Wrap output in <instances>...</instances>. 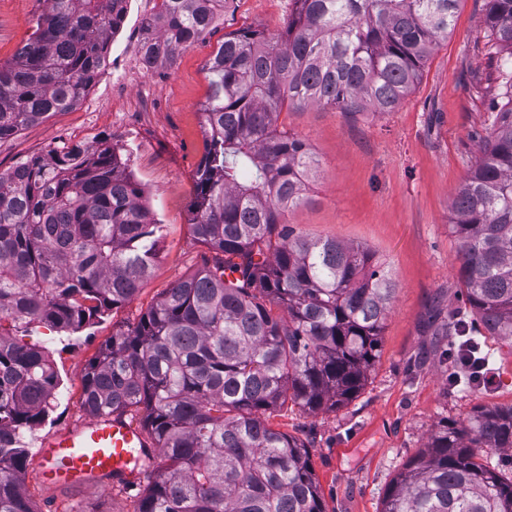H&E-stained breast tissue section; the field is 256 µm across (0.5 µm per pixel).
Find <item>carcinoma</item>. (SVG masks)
<instances>
[{
    "instance_id": "carcinoma-1",
    "label": "carcinoma",
    "mask_w": 512,
    "mask_h": 512,
    "mask_svg": "<svg viewBox=\"0 0 512 512\" xmlns=\"http://www.w3.org/2000/svg\"><path fill=\"white\" fill-rule=\"evenodd\" d=\"M120 0H47L0 63V140L79 102L106 63ZM154 62L208 34L227 0H165ZM458 0H289L277 37L224 38L206 64V149L193 238L212 253L85 375L93 417L132 410L165 461L144 473L137 512H326L308 447L259 416L290 401L336 409L364 387L395 288L363 246L282 222L319 161L279 126L286 105L390 112L454 27ZM489 41L512 59V0H486ZM452 203L469 308L452 327L512 342V106L496 112ZM105 141L62 144L0 172V512H35L24 431L54 410L58 377L12 331H72L130 301L161 225ZM512 449V406L444 425L394 479L381 512H512V478L476 461Z\"/></svg>"
}]
</instances>
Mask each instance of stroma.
<instances>
[{"label": "stroma", "mask_w": 512, "mask_h": 512, "mask_svg": "<svg viewBox=\"0 0 512 512\" xmlns=\"http://www.w3.org/2000/svg\"><path fill=\"white\" fill-rule=\"evenodd\" d=\"M45 8L46 0H0V62L14 57ZM288 11V0H227L209 34L145 73L151 111H139L138 91L113 97L102 75L90 88L103 107L97 116L79 105L0 141L4 172L62 143L128 140L127 170L162 227L152 271L126 305L73 334L45 325L16 334L49 352L60 379L54 411L25 434L23 485L36 512H136L138 487L47 492L35 479L37 451L43 439L87 419L83 379L100 347L209 257L189 228L195 171L205 153L206 64L224 38L240 30L279 35ZM484 16V0H458L453 31L393 111L306 105L283 108L279 118L319 161L307 201L287 210L284 223L310 238L370 248L396 288L378 357L355 398L333 411L308 413L289 403L266 416L309 448L326 512H380L388 487L431 431L482 406H512L511 344L484 339L494 380L468 390L449 388L444 359L454 338L443 326L465 305L458 244L448 231L451 206L495 113L508 101L502 57L488 44Z\"/></svg>", "instance_id": "1"}]
</instances>
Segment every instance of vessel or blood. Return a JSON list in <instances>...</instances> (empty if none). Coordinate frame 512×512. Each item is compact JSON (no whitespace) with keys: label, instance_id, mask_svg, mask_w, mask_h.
I'll return each instance as SVG.
<instances>
[{"label":"vessel or blood","instance_id":"1","mask_svg":"<svg viewBox=\"0 0 512 512\" xmlns=\"http://www.w3.org/2000/svg\"><path fill=\"white\" fill-rule=\"evenodd\" d=\"M146 432L119 415L94 417L46 438L38 481L46 488L90 487L109 479L137 485L151 455Z\"/></svg>","mask_w":512,"mask_h":512}]
</instances>
